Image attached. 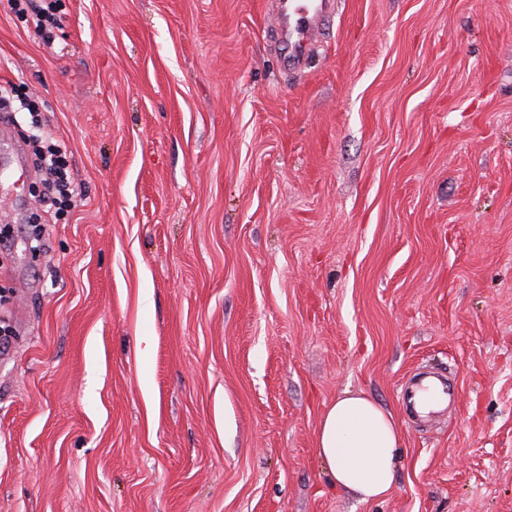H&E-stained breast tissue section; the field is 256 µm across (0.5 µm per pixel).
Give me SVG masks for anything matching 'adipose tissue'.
Here are the masks:
<instances>
[{"label": "adipose tissue", "instance_id": "ef3b65f1", "mask_svg": "<svg viewBox=\"0 0 512 512\" xmlns=\"http://www.w3.org/2000/svg\"><path fill=\"white\" fill-rule=\"evenodd\" d=\"M317 446L336 488L368 501L393 487L399 426L392 413L366 394L348 391L337 397L321 419Z\"/></svg>", "mask_w": 512, "mask_h": 512}]
</instances>
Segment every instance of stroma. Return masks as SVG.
<instances>
[{"instance_id":"1","label":"stroma","mask_w":512,"mask_h":512,"mask_svg":"<svg viewBox=\"0 0 512 512\" xmlns=\"http://www.w3.org/2000/svg\"><path fill=\"white\" fill-rule=\"evenodd\" d=\"M271 8L60 0L48 45L0 0V225L48 244L0 250V512H512V0H335L298 69ZM348 390L401 431L368 502L317 448ZM10 88L11 85L9 84ZM14 89L13 87L8 91L7 86H0V101L2 103V106L4 108H9L6 112H11L8 114V117L12 122L17 121V114H21L20 112H29V114L33 115L32 109L28 101L24 98H20L19 95L13 94ZM12 95V98L10 97ZM16 96V98H13ZM39 143L38 168L44 174L47 198L57 210L68 209L76 193L69 175L66 149L53 138Z\"/></svg>"}]
</instances>
